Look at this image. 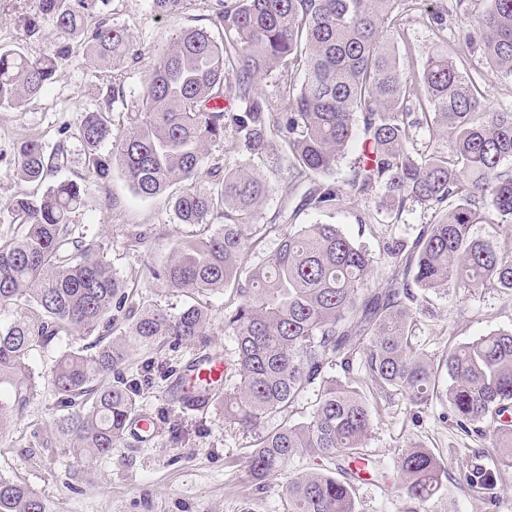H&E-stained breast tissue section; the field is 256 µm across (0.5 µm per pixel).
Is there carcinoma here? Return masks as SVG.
<instances>
[{"instance_id": "cac0c4a2", "label": "carcinoma", "mask_w": 512, "mask_h": 512, "mask_svg": "<svg viewBox=\"0 0 512 512\" xmlns=\"http://www.w3.org/2000/svg\"><path fill=\"white\" fill-rule=\"evenodd\" d=\"M192 0H150L158 15L177 16ZM215 40L203 28L179 31L144 79V92L114 128L109 112H86L76 126L84 144L80 180L25 192L7 206L18 232L0 234V434L22 414L36 388L31 351L70 336L89 342L63 352L52 383L63 408L80 411L55 421L67 448L89 462L112 454L134 417L137 398L176 369L156 356L206 339L210 317L191 304L179 313L147 303L117 275L99 242L76 234L71 214L84 204L82 182L108 187L119 172L141 198L176 183L172 198L182 224L215 227L183 240L152 277L188 298L231 290L224 331L237 344V379L198 392L192 405L220 401L224 419L256 428L282 421L257 437L248 473L264 488L302 455L339 462L288 477L286 512H357L356 472L371 437L369 400L353 376L362 363L372 387L412 405L439 400L463 431L495 424L498 465L485 453L457 460L460 480L486 499L498 497L512 468V330L481 336L438 360L412 342L411 305L426 293L493 283L512 293V251L505 254L470 234L497 215L512 221V109L482 108L475 79L459 56H428L411 75L394 53L400 35L397 0H214ZM110 0H36L25 31L56 40L52 54L0 47V109L21 110L55 82L59 66L79 47L96 66L115 73L142 52L128 30L104 12ZM487 68L512 76V0H491L464 35ZM275 76L284 107L276 110L256 87ZM229 105L223 106L221 102ZM428 134L424 149L419 131ZM231 135L242 151L275 147L287 162L288 196L303 187L299 208L336 207L346 191L378 188L381 203L402 213L421 204L440 215L413 242L385 243L391 275L374 288L375 259L334 224H306L241 276L248 241L267 231L262 208L269 182L206 147ZM360 159L346 186L332 174L353 143ZM67 165L58 150L21 142L16 175L44 183ZM143 356L132 375V353ZM341 366L344 379L329 374ZM315 392L310 418L290 423V408ZM171 410L192 405L168 391ZM405 496L419 504L442 487L446 469L427 448L413 446L394 463ZM0 512H52L28 486L0 477Z\"/></svg>"}]
</instances>
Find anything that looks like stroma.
Returning a JSON list of instances; mask_svg holds the SVG:
<instances>
[{
  "label": "stroma",
  "instance_id": "35a3bbf8",
  "mask_svg": "<svg viewBox=\"0 0 512 512\" xmlns=\"http://www.w3.org/2000/svg\"><path fill=\"white\" fill-rule=\"evenodd\" d=\"M488 0H467L466 9L453 8L451 0H401L399 14L404 37L395 51L402 64L420 72L433 48L454 49V38L466 28L469 14L481 11ZM35 6L34 0H0V45L28 46L31 52L51 53L53 43H26L23 17ZM214 0H194L180 16L169 18L154 13L149 0H111L112 20L123 25L143 49L138 62L122 71V84L128 102L142 93L146 71L168 47L179 29L203 27L214 38L221 29L211 22ZM468 71H482L477 81L482 102L492 110L512 107V78L485 72L479 50L468 54ZM109 74L94 69L85 56L63 64L55 82L39 98L19 111H0V208L20 192H34V185L21 182L14 171L17 144L22 140L41 143L46 153L64 145L68 163L58 176L75 179L84 172L85 148L76 139H62L64 126H76L83 113L102 105ZM212 155L223 157L229 167L246 166L261 173L274 192L262 209L264 219L273 223L265 237L247 255L248 266H255L276 250L282 234L303 224H335L358 241L378 260L376 281L389 274L383 245L393 237L414 239L421 227L433 223V211L413 205L402 214L379 207L377 197L345 194L333 210L294 211L282 206L288 173L277 151L250 157L239 153L232 140L211 146ZM85 205L73 222L86 239L102 242L104 254L114 271L128 279L144 300L169 312H179L187 304L184 296L171 292L152 278L150 267L166 261L177 243L185 238L208 234V227L182 224L175 218L166 196L141 199L120 174H113L108 191L94 184L84 186ZM372 213L371 224H362L364 213ZM147 231L139 251L129 250L125 234L131 227ZM211 322L206 345H191L177 351H164L171 364H185L204 354L222 355L225 375H232L235 343L224 331V308L233 298L227 293L204 296ZM413 342L432 359H439L452 347L498 330L512 329V296L493 284L478 288H449L432 296L428 312L415 315ZM82 339L32 351L29 366L36 389L21 416L0 435V476L27 485L53 505L55 512H285L281 492L287 476L273 475L266 480L265 492H258L246 473V458L257 438L225 421L224 410L216 405L192 412L184 420L188 438L181 443L169 439L167 420L160 411L166 405L167 383H160L139 400L138 413L157 419V435L149 441L126 436L109 457L96 465H85L72 455L54 429L59 416L51 377L62 351L81 347ZM372 439L366 449L370 460L381 464L385 479L373 471L357 478L358 512H412L414 505L392 476L398 455L420 445L439 456L448 475L438 495L426 504V512H512V478L496 503H489L462 485L455 471V459L477 451H491L493 423L480 431L464 433L454 420L445 418V406L434 402L415 407L402 397L373 396Z\"/></svg>",
  "mask_w": 512,
  "mask_h": 512
}]
</instances>
